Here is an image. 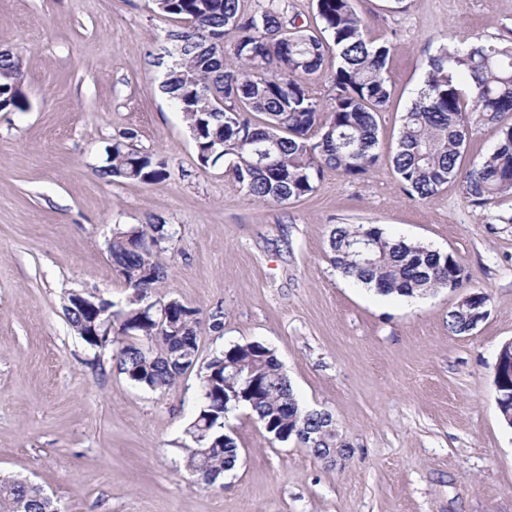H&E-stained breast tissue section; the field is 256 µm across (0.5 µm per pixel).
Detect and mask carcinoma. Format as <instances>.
Masks as SVG:
<instances>
[{"label":"carcinoma","mask_w":512,"mask_h":512,"mask_svg":"<svg viewBox=\"0 0 512 512\" xmlns=\"http://www.w3.org/2000/svg\"><path fill=\"white\" fill-rule=\"evenodd\" d=\"M153 10L181 27L169 30L161 88L183 114L201 167L227 163L236 184L259 203H286L312 194L323 168L360 178L378 162L377 113L388 105L391 45L368 37L354 0H315L312 23L288 16L281 0H262L244 13L241 0H151ZM234 34L231 56L224 38ZM336 54L335 94L324 102L309 86L328 52ZM22 61L0 54V103L28 109ZM512 38L442 45L430 57L421 86L403 118L390 163L403 190L427 199L458 181L480 207L512 195ZM499 125L498 141L467 170L458 160L472 123ZM126 131L106 148L100 172L150 183L166 177L164 161L139 150ZM172 234L163 224L115 225L106 249L129 293L107 302L117 368L139 387L163 394L187 371L199 368L201 404L186 428L184 467L213 485L235 468L239 448L225 438L224 419L244 407L274 442L336 448L341 441L327 410L300 407L273 350L260 342L215 351L199 363V310L169 294L152 300L166 276L160 261ZM331 262L346 278L384 295L414 297L469 280L453 254L385 234L372 224H337L330 230ZM71 292L63 309L72 330L85 338L97 312L77 305ZM478 292L462 296L448 312V329L465 335ZM164 307L169 324L159 323ZM0 512H58L42 486L0 477Z\"/></svg>","instance_id":"obj_1"}]
</instances>
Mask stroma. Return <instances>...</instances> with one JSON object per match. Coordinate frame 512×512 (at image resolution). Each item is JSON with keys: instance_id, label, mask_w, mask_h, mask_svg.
Returning a JSON list of instances; mask_svg holds the SVG:
<instances>
[{"instance_id": "stroma-1", "label": "stroma", "mask_w": 512, "mask_h": 512, "mask_svg": "<svg viewBox=\"0 0 512 512\" xmlns=\"http://www.w3.org/2000/svg\"><path fill=\"white\" fill-rule=\"evenodd\" d=\"M391 44L393 94L378 113L379 161L362 178L324 169L315 191L254 201L224 164L201 168L154 56L173 20L150 0H0V50L19 52L30 107L0 112V471L41 484L61 512H512V429L494 364L512 340V196L472 206L459 183L409 196L389 157L440 45L512 34V0H356ZM166 162L164 180L101 177L113 136ZM161 217L174 238L159 291L198 309L200 357L257 341L300 405L332 412L347 458L271 441L246 409L225 430L240 459L208 486L183 465L198 370L163 395L90 348L66 292L128 293L108 258L113 226ZM336 224L453 253L489 314L448 330L458 293L382 295L330 261ZM224 328L210 329L214 315Z\"/></svg>"}]
</instances>
